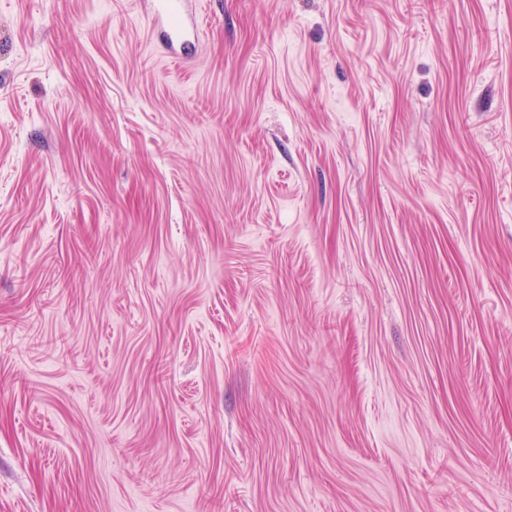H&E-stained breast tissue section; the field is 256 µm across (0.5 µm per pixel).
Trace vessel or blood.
<instances>
[{
  "label": "vessel or blood",
  "instance_id": "obj_1",
  "mask_svg": "<svg viewBox=\"0 0 512 512\" xmlns=\"http://www.w3.org/2000/svg\"><path fill=\"white\" fill-rule=\"evenodd\" d=\"M197 0H154V29L167 57L182 58L199 26Z\"/></svg>",
  "mask_w": 512,
  "mask_h": 512
}]
</instances>
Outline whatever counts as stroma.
<instances>
[{
    "instance_id": "35a3bbf8",
    "label": "stroma",
    "mask_w": 512,
    "mask_h": 512,
    "mask_svg": "<svg viewBox=\"0 0 512 512\" xmlns=\"http://www.w3.org/2000/svg\"><path fill=\"white\" fill-rule=\"evenodd\" d=\"M0 0V512H512V0ZM154 27L167 57L179 62L185 49L192 44L199 26L197 0H155Z\"/></svg>"
}]
</instances>
